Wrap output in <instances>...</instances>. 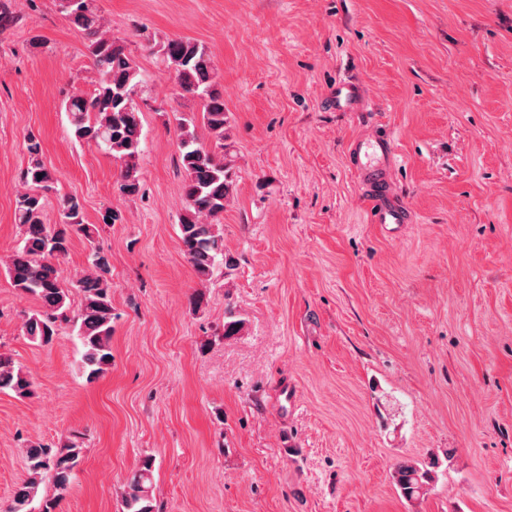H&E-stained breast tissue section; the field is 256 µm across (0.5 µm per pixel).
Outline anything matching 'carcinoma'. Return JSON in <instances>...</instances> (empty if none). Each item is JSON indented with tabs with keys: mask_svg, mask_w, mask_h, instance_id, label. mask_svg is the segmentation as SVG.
Here are the masks:
<instances>
[{
	"mask_svg": "<svg viewBox=\"0 0 512 512\" xmlns=\"http://www.w3.org/2000/svg\"><path fill=\"white\" fill-rule=\"evenodd\" d=\"M60 13L75 29L89 37L87 50L98 70V80L90 95L81 90L64 101L74 137L79 142L105 148L120 166V192L135 197L142 191L139 170L141 120L134 101L140 84L139 71L126 42L101 29L95 0L71 4L57 0ZM161 56L179 89L199 100L203 127L215 139L214 144L201 140L196 118H177V147L184 170L182 183L185 202L180 218V242L184 255L197 276L209 280L224 256V238L219 224L224 203L233 184L232 160L224 153V95L217 89L207 47L189 38H169L160 45ZM28 166L23 181L32 189L17 196L15 223L23 232L22 245L10 256L7 272L14 288L41 300L24 323L26 335L40 345L50 344L65 326L77 329L84 348L83 371L93 379L112 365V282L109 261L99 249L92 248L91 263L77 280L81 294L79 307L71 306L70 291L62 287V270L58 259L68 254L71 231L93 240L94 229L84 223V206L76 195L62 198V221L44 223L48 192L55 189L54 172L42 160V145L35 135L26 138ZM10 390L19 398L35 394L28 372L13 358L0 352V390ZM83 458V448L68 440L53 448L32 445L26 448L27 476L15 488L7 512H54L59 500L68 492L74 471ZM154 461L142 459L125 483L123 503L126 512H155L152 498ZM49 479L55 495H41V484ZM392 479L400 494L411 502L420 497L433 480L432 471L417 463L398 462Z\"/></svg>",
	"mask_w": 512,
	"mask_h": 512,
	"instance_id": "1",
	"label": "carcinoma"
}]
</instances>
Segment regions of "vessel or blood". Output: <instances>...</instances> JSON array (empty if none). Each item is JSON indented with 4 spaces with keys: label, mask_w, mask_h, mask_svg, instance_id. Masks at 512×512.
Wrapping results in <instances>:
<instances>
[{
    "label": "vessel or blood",
    "mask_w": 512,
    "mask_h": 512,
    "mask_svg": "<svg viewBox=\"0 0 512 512\" xmlns=\"http://www.w3.org/2000/svg\"><path fill=\"white\" fill-rule=\"evenodd\" d=\"M393 151V142L387 136L358 140L350 146L349 157L354 174L374 194L367 211V219L372 224L396 226L408 221L406 208L386 189Z\"/></svg>",
    "instance_id": "vessel-or-blood-1"
}]
</instances>
